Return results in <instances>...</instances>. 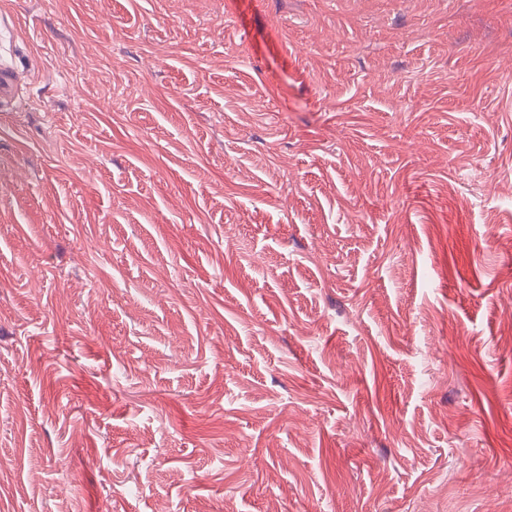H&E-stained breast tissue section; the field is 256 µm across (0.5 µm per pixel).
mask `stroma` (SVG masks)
<instances>
[{"mask_svg":"<svg viewBox=\"0 0 512 512\" xmlns=\"http://www.w3.org/2000/svg\"><path fill=\"white\" fill-rule=\"evenodd\" d=\"M0 63V512L512 487V0H0ZM21 92L17 77L9 66L0 67V106L9 104L14 107L15 102H20Z\"/></svg>","mask_w":512,"mask_h":512,"instance_id":"1","label":"stroma"}]
</instances>
